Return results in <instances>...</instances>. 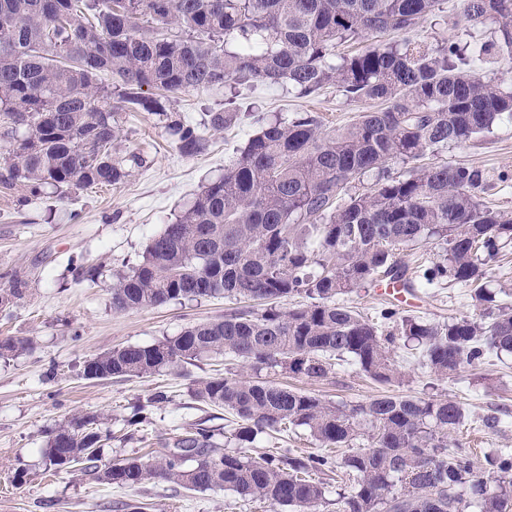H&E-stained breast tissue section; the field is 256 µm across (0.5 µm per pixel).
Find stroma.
<instances>
[{"instance_id": "1", "label": "stroma", "mask_w": 512, "mask_h": 512, "mask_svg": "<svg viewBox=\"0 0 512 512\" xmlns=\"http://www.w3.org/2000/svg\"><path fill=\"white\" fill-rule=\"evenodd\" d=\"M459 13L460 0H447L445 19L422 22L410 39L490 38L492 26L468 29ZM232 94L242 105L258 103L259 111H248L228 130L204 127L207 114L223 110L225 98ZM172 106L187 122L202 125L206 146L201 153L181 155L157 116L125 112L122 147L139 153L144 162L122 183L63 195L48 188L37 198L18 188H0V289L22 290L18 299L0 307V340L23 337L31 342L27 350L0 358V512H121L125 503L146 504L148 512H287L219 488L192 491L158 480L117 487L78 472L43 471L42 452L50 432L82 411L111 414L112 438L104 447L108 460L147 458L159 452V438L199 423L226 432L235 428L234 414L201 403L192 394L199 381L232 367L228 358L203 359L176 371L129 380H89L81 376L80 366L114 347L147 345L191 324L223 319L236 306L224 297L119 311L112 304V284L139 262L150 239L174 222L203 185L223 175L225 162L262 123L279 113L310 111L327 126L339 127L350 124L358 112L333 85L313 98L262 85L226 86L179 94ZM438 159L484 169L485 202L512 212L511 122L448 147ZM402 308L435 323L473 311L468 289L453 283L407 297ZM398 354L406 373L400 385L376 383L346 362L333 366L329 378L319 383L278 373L272 379L333 403L388 393L451 398L467 409L471 424L462 439L474 452L512 448V355L439 380L407 349ZM159 390L167 393V400L151 403V395ZM141 405L149 421L138 436L128 437L126 421ZM487 414L500 417L497 431L481 427L480 419ZM21 469L30 477L18 485L13 476Z\"/></svg>"}]
</instances>
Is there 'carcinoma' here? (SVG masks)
<instances>
[{"mask_svg":"<svg viewBox=\"0 0 512 512\" xmlns=\"http://www.w3.org/2000/svg\"><path fill=\"white\" fill-rule=\"evenodd\" d=\"M443 2L0 0V185H22L33 197L46 186L117 185L141 165L137 153H114L123 112L163 118L180 154L201 152L199 128L166 108L184 92L261 84L312 97L334 85L362 106L353 123L333 130L310 112L265 122L112 287L119 311L218 297L240 307L81 366L85 378L92 367L99 380L144 378L228 355L253 376L216 375L193 391L237 416L227 443L243 448L292 426L348 453L253 459L219 451L214 432L197 427L164 443L154 461H105L99 443L110 436L109 418L86 412L49 435L45 468L78 467L122 487L161 479L196 491L224 488L294 512L332 504L336 512H512V448L486 453L484 471L460 440L448 447L468 420L460 402L381 395L333 405L260 377L318 382L335 359L392 385L404 381L400 345L417 350L441 379L512 354V306L486 287L512 244V215L481 200V168L426 161L512 120V87L485 70L492 59L512 60V0H461L467 25L497 26L487 41L392 38L444 12ZM106 73L110 85L101 82ZM241 119L230 99L207 124L220 131ZM397 163L406 170L393 172ZM428 243L441 251L409 272L400 252ZM378 281L422 291L465 285L479 313L431 323L391 306L371 321L337 302ZM294 297L301 301L280 307ZM28 345L7 338L0 358ZM363 425L368 444L357 448ZM334 469L353 485L332 501L309 473Z\"/></svg>","mask_w":512,"mask_h":512,"instance_id":"obj_1","label":"carcinoma"}]
</instances>
